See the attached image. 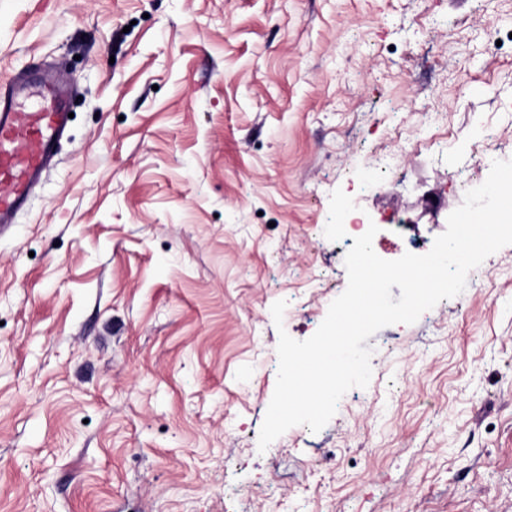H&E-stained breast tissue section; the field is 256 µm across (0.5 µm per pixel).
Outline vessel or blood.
Listing matches in <instances>:
<instances>
[{
    "mask_svg": "<svg viewBox=\"0 0 512 512\" xmlns=\"http://www.w3.org/2000/svg\"><path fill=\"white\" fill-rule=\"evenodd\" d=\"M68 122V102L52 80L0 86V236L55 157Z\"/></svg>",
    "mask_w": 512,
    "mask_h": 512,
    "instance_id": "1",
    "label": "vessel or blood"
}]
</instances>
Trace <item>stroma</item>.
<instances>
[{"label": "stroma", "instance_id": "stroma-1", "mask_svg": "<svg viewBox=\"0 0 512 512\" xmlns=\"http://www.w3.org/2000/svg\"><path fill=\"white\" fill-rule=\"evenodd\" d=\"M26 68L72 118L0 237V512H512V245L258 448L348 216L427 253L512 159V0H0Z\"/></svg>", "mask_w": 512, "mask_h": 512}]
</instances>
